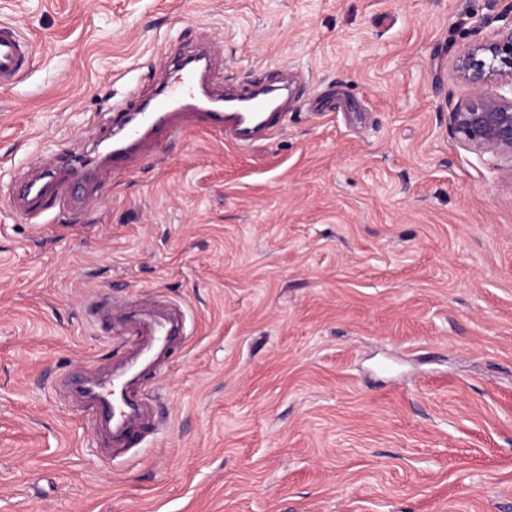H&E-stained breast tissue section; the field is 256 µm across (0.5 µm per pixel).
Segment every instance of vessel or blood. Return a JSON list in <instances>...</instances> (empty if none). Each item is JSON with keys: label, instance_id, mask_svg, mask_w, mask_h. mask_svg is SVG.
<instances>
[{"label": "vessel or blood", "instance_id": "1", "mask_svg": "<svg viewBox=\"0 0 512 512\" xmlns=\"http://www.w3.org/2000/svg\"><path fill=\"white\" fill-rule=\"evenodd\" d=\"M32 52L31 43L19 36L12 24L0 23V85L21 79ZM169 64L177 72V80L161 84L151 98L142 101L140 111L128 113L123 124L114 129L112 148L105 155L109 167L125 162L139 141L152 132L178 136L179 121L183 118L201 122L245 145L254 136L279 125L285 117L282 107L268 106L248 87L241 89L237 97L249 103V111L201 106L204 69L182 56L171 58ZM45 196V191L27 187L23 211L28 219L43 217ZM104 312L131 338L124 355L105 374L66 376L61 386L66 394L78 399L102 434L107 457L112 458L135 447L139 430L151 419L142 385L157 377L171 355L182 348L188 331L185 312L174 304L150 302L121 309L97 305L92 310L96 316Z\"/></svg>", "mask_w": 512, "mask_h": 512}]
</instances>
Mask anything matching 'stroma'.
Listing matches in <instances>:
<instances>
[{
	"label": "stroma",
	"instance_id": "obj_1",
	"mask_svg": "<svg viewBox=\"0 0 512 512\" xmlns=\"http://www.w3.org/2000/svg\"><path fill=\"white\" fill-rule=\"evenodd\" d=\"M505 0H0V512H512V157L460 146L457 50ZM492 24H484V17ZM208 52L289 80L245 147L193 126L35 226L13 199L93 151L130 83ZM179 304L158 429L101 459L63 376L118 359L85 310ZM31 43L9 23H0V85L17 83L32 55Z\"/></svg>",
	"mask_w": 512,
	"mask_h": 512
}]
</instances>
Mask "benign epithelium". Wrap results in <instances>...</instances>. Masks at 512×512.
I'll list each match as a JSON object with an SVG mask.
<instances>
[{
	"mask_svg": "<svg viewBox=\"0 0 512 512\" xmlns=\"http://www.w3.org/2000/svg\"><path fill=\"white\" fill-rule=\"evenodd\" d=\"M457 71L474 95L449 113L452 133L466 148L512 156V26L492 42L464 45ZM489 82L507 93L483 96L479 90Z\"/></svg>",
	"mask_w": 512,
	"mask_h": 512,
	"instance_id": "7a95c632",
	"label": "benign epithelium"
}]
</instances>
